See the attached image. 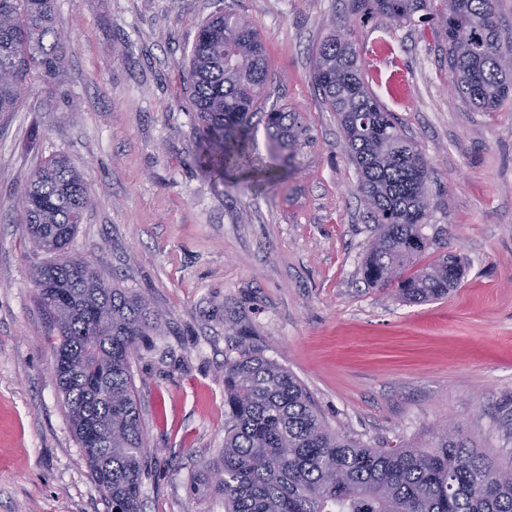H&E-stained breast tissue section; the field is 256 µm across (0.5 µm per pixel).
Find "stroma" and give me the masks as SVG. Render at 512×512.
Instances as JSON below:
<instances>
[{
  "instance_id": "obj_1",
  "label": "stroma",
  "mask_w": 512,
  "mask_h": 512,
  "mask_svg": "<svg viewBox=\"0 0 512 512\" xmlns=\"http://www.w3.org/2000/svg\"><path fill=\"white\" fill-rule=\"evenodd\" d=\"M64 57L0 113V512H112L53 372L52 327L31 282L44 261L17 197L66 154L90 186L70 244L163 318L131 361L148 442L143 512H224L208 465L224 446V364L257 350L291 371L327 424L369 448H422L441 427L512 462V104L470 109L448 89L441 36L356 18L347 0H57ZM230 8L260 32V110L307 133L274 187L220 183L189 154L182 69L197 26ZM348 29L364 78L436 170L425 234L464 276L406 304L368 287L374 235L334 112L311 79L316 47Z\"/></svg>"
}]
</instances>
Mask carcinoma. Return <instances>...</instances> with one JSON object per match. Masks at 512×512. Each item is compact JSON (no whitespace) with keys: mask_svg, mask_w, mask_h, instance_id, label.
<instances>
[{"mask_svg":"<svg viewBox=\"0 0 512 512\" xmlns=\"http://www.w3.org/2000/svg\"><path fill=\"white\" fill-rule=\"evenodd\" d=\"M497 0H348L350 13L437 21L448 41V76L473 107L493 112L512 98V30L490 22ZM56 0H0V112H12L27 79L56 83L64 40ZM477 40L458 46L453 33ZM268 77L260 33L231 9L198 29L184 85L197 118L191 152L214 177L252 167L247 149L254 106ZM312 82L344 133L358 191L376 237L363 264L373 288L395 299L439 300L463 276L445 247L423 233L434 168L402 132L363 78L360 55L340 32L315 50ZM274 154L295 149L305 132L294 112L264 113ZM89 186L65 155L47 159L19 195L23 223L39 250L56 260L36 266L33 284L51 322L53 371L71 429L112 426V447L82 449L112 512H142L147 446L130 372L129 350L156 332L160 318L139 293L106 283L69 252L88 205ZM108 287H102V284ZM224 449L209 465L225 512H512V464L502 465L444 431L430 448H365L333 431L288 369L249 352L224 364Z\"/></svg>","mask_w":512,"mask_h":512,"instance_id":"1","label":"carcinoma"}]
</instances>
